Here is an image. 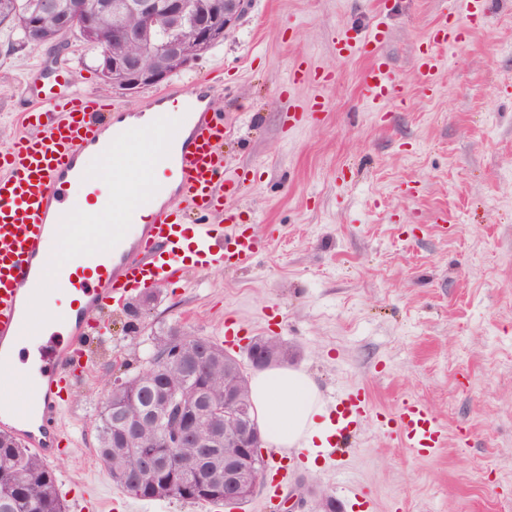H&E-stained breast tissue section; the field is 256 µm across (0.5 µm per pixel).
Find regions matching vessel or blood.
<instances>
[{
  "instance_id": "obj_1",
  "label": "vessel or blood",
  "mask_w": 512,
  "mask_h": 512,
  "mask_svg": "<svg viewBox=\"0 0 512 512\" xmlns=\"http://www.w3.org/2000/svg\"><path fill=\"white\" fill-rule=\"evenodd\" d=\"M463 20L441 22L436 44L463 42L468 29L486 16L485 0H470ZM424 89L435 92L441 58L419 47ZM400 83L389 66L373 59L364 69L360 92L370 101L395 99ZM119 104L71 89L33 91L20 113L38 119L34 132H22L0 147V367L11 365L21 343H38L47 325L32 310L46 302L56 308L57 332L50 353L38 354L37 372L23 396L0 400V429L13 434L45 462H53L69 433L62 408L69 392L84 380L80 360L100 334L91 315L108 319L127 294L176 282L188 267H241L263 240L235 228L226 198L239 192L226 179L224 141L231 129L210 113L201 97L186 95L181 83L154 93L145 111L114 117ZM133 142L146 145V169L122 172L130 185L126 204L73 223L84 205L96 204L107 183L92 179L81 163L98 150L105 158L122 155ZM224 212L223 223L195 224L191 213ZM147 222H140V215ZM233 224L225 233V224ZM337 439L351 424L376 415L395 443L427 456L442 445V431L420 400H403L394 412L378 415L367 393L339 395Z\"/></svg>"
}]
</instances>
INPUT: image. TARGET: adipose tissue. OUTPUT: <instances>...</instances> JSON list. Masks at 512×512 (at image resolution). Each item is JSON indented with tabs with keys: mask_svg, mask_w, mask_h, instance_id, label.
<instances>
[{
	"mask_svg": "<svg viewBox=\"0 0 512 512\" xmlns=\"http://www.w3.org/2000/svg\"><path fill=\"white\" fill-rule=\"evenodd\" d=\"M265 442L274 448L327 446L335 424L313 380L287 368L257 374L250 384Z\"/></svg>",
	"mask_w": 512,
	"mask_h": 512,
	"instance_id": "1",
	"label": "adipose tissue"
}]
</instances>
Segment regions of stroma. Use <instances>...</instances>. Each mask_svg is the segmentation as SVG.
<instances>
[{"mask_svg":"<svg viewBox=\"0 0 512 512\" xmlns=\"http://www.w3.org/2000/svg\"><path fill=\"white\" fill-rule=\"evenodd\" d=\"M459 0H252L238 26L190 67L235 135L229 206L264 247L247 267L189 271L133 293L102 327L91 371L73 393V435L54 471L67 508L88 484L121 495L97 455L95 424L114 380L146 365L170 330L222 342L230 318L247 338L288 343L292 369L322 398L361 389L376 411L424 401L445 445L414 455L376 419L364 421L339 465L300 456L288 487L301 512L321 495L344 512H512V0L454 49L422 96L416 49ZM402 86L370 106L366 61L344 41L374 22ZM303 60L328 83H297ZM69 68L84 93L135 110L150 89L103 93L94 53L70 37L58 58L0 29V145L20 129L24 81Z\"/></svg>","mask_w":512,"mask_h":512,"instance_id":"35a3bbf8","label":"stroma"}]
</instances>
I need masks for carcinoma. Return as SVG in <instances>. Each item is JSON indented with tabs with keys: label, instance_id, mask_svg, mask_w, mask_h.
<instances>
[{
	"label": "carcinoma",
	"instance_id": "carcinoma-1",
	"mask_svg": "<svg viewBox=\"0 0 512 512\" xmlns=\"http://www.w3.org/2000/svg\"><path fill=\"white\" fill-rule=\"evenodd\" d=\"M35 0H0V27H8L18 35V43L26 45L27 17ZM42 45L57 47L66 36L60 34L52 12L42 17ZM142 22L136 16L125 20L123 28H112V18L105 20L104 44L115 53H132L152 57L157 42H148L145 37L131 40L127 31H139ZM180 341L182 350L191 353L198 349V339L183 337L171 331L155 337L148 361L155 364V372L147 384L131 375L123 379V391L115 396L108 394L106 404L95 426L98 455L107 467L112 481L126 493L142 500L179 498L195 503L217 505L224 495V486H214L206 481L209 467L215 463L224 465V449L213 448L203 455L194 444L182 448H166L163 426L153 422L141 424L137 438L118 451L115 442L118 427L112 421V405L132 408L149 401L152 396L168 389L189 390L191 388H224V365L203 367L186 373L177 364L163 363V354L169 345ZM151 453L159 458L160 465L151 472L142 474L139 487L133 488L126 481V474L138 468L139 455ZM22 470L26 478L18 482L14 473ZM0 512H66L57 487L55 473L36 455L32 454L10 434L0 431Z\"/></svg>",
	"mask_w": 512,
	"mask_h": 512
}]
</instances>
